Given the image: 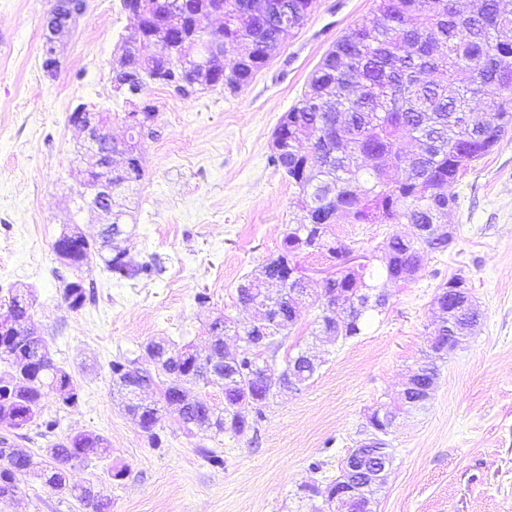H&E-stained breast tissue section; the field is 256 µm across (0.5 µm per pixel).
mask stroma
Segmentation results:
<instances>
[{"instance_id": "1", "label": "stroma", "mask_w": 512, "mask_h": 512, "mask_svg": "<svg viewBox=\"0 0 512 512\" xmlns=\"http://www.w3.org/2000/svg\"><path fill=\"white\" fill-rule=\"evenodd\" d=\"M50 0H0V295L33 288L31 325L72 376L78 399L44 400L53 437L86 430L108 438L109 459L78 466L73 484H93L111 512H313L309 484L326 486L366 441L369 409L392 403L436 329L431 301L451 276L464 277L481 319L443 364L426 410L400 414L388 437L393 462L374 494L373 512H512V132L449 185L455 238L425 253L409 282L390 285L382 314L361 335L322 348L323 363L298 391L275 390L254 428L215 441L186 435L176 414L159 424L154 448L126 413L109 364L164 338L206 349L219 315L246 326L237 287L259 274L304 213L297 188L269 162L284 112L301 99L309 75L341 36L373 17L376 0H317L304 24L238 93L208 90L184 98L154 85L158 134L139 150L145 172L127 191L136 220L127 242L152 276L117 280L101 262L81 271L63 265L53 244L77 189L68 170L82 135L68 122L78 103L101 104L122 35L134 21L121 0H88L59 44L56 77L42 70ZM404 224H337L355 254H380ZM308 293L277 361L314 344L316 296L333 268L318 254L299 255ZM82 279L88 298L74 310L64 282ZM152 289L150 298L138 296ZM206 294L199 303L198 294ZM0 437L42 458L50 438L40 428H0ZM215 449L214 466L200 454ZM124 469L121 479L108 469ZM0 512H86L67 492L31 478Z\"/></svg>"}]
</instances>
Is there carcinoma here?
Wrapping results in <instances>:
<instances>
[{
	"instance_id": "1",
	"label": "carcinoma",
	"mask_w": 512,
	"mask_h": 512,
	"mask_svg": "<svg viewBox=\"0 0 512 512\" xmlns=\"http://www.w3.org/2000/svg\"><path fill=\"white\" fill-rule=\"evenodd\" d=\"M279 13L302 25L316 0H268ZM144 13L169 17V27L157 40H143L135 33L121 37L119 53L112 59V93L124 112L100 110L105 126L119 117L130 137L101 151H112V224L98 237H88L78 223L67 228L68 245L56 251L66 265L80 269L99 259L120 279L136 280L152 273V266L130 256L122 246L129 216L122 203L130 184L140 180L144 167L138 142L157 135V106L148 103L141 119L132 109L133 98L151 84L170 87L190 97L200 90L223 89L237 93L270 60L267 50L279 39V26L256 0H141ZM186 12L207 20L224 17V45L248 40L253 49L246 61L226 62L219 49L205 50L180 23ZM479 101L482 108L472 106ZM512 130V0H378L374 16L354 27L336 42L311 74L308 90L284 113L273 137L270 163L298 188L295 205L304 222L288 225L283 246L265 260L266 272L281 281L283 294L271 301L263 295L262 279H247L238 286L239 304H257L253 329L238 330L235 322L218 316L209 332L220 339L229 334L262 337L261 352L243 351L211 374L210 359L191 344L164 341L174 360L168 381L147 368L140 354L111 363L112 383L125 407L138 422L153 448L162 440L155 432L161 411L180 399L178 384L202 383L224 387V407L207 401L182 408V423L218 437L239 436L252 428L277 386L308 383L316 369L285 361L269 383L264 374L275 370L276 354L294 325L288 292L301 288L286 280L300 273L296 260L302 252H318L336 261L338 272L323 284V295L343 297L336 320L319 305L318 331L344 341L362 334L366 319L380 313L388 301L387 284L407 282L420 270L423 254L448 248V234H435L446 223L452 198L448 186L472 163L491 151ZM345 224H407L410 233L393 235L386 243L380 268L364 264L346 268L340 262L348 246L334 237L332 227ZM63 297L73 309L81 308L86 291L80 280L65 283ZM32 291L17 289L0 299V312L12 316L0 323V363L16 377L12 386L0 385V402L15 405L14 420L0 426L21 429L40 423L42 436L52 433L57 421L43 419V399L50 391L61 394L70 406L78 399L68 370L53 359L48 341L28 323ZM480 319L474 305L457 310L452 322L472 326ZM459 342L441 335L429 344L420 364L423 381L410 387L407 397L381 405L367 414L370 441L359 446L369 459H391L385 436L403 411L423 409L431 399L425 383L437 382L439 363ZM160 388L151 406L140 404L131 387L143 379ZM46 459L36 461L0 439V497L22 492V478L33 476L57 486L92 512H107L110 499L86 485L70 484L68 470L92 459L112 454L109 440L79 431L45 448ZM364 471L349 462L342 475L325 488L313 486L324 497L328 512H336V496L344 494L352 509L362 507L360 494Z\"/></svg>"
}]
</instances>
